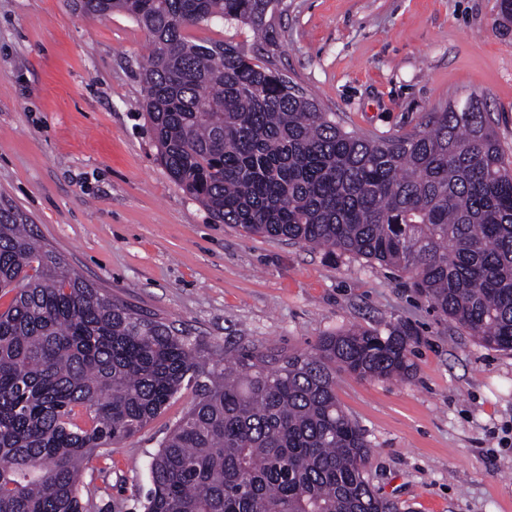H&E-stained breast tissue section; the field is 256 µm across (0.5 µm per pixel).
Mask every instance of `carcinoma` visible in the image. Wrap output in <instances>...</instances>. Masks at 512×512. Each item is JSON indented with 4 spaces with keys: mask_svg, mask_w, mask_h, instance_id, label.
<instances>
[{
    "mask_svg": "<svg viewBox=\"0 0 512 512\" xmlns=\"http://www.w3.org/2000/svg\"><path fill=\"white\" fill-rule=\"evenodd\" d=\"M276 0H74L150 37L143 107L169 177L214 221L408 276L482 345L512 350V162L473 102L414 132L346 130L245 46L191 40L222 21L274 39ZM0 512H88L89 463L181 389L199 399L149 464L143 512H397L336 375L406 380L415 331L355 328L313 353L244 349L207 364L164 319L74 273L0 201Z\"/></svg>",
    "mask_w": 512,
    "mask_h": 512,
    "instance_id": "1",
    "label": "carcinoma"
}]
</instances>
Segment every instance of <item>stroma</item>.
Masks as SVG:
<instances>
[{
  "label": "stroma",
  "instance_id": "35a3bbf8",
  "mask_svg": "<svg viewBox=\"0 0 512 512\" xmlns=\"http://www.w3.org/2000/svg\"><path fill=\"white\" fill-rule=\"evenodd\" d=\"M261 60L350 131L413 132L451 103L489 112L512 159V28L498 0H281ZM149 38L72 0H0V195L85 279L164 318L206 358L313 352L354 326L416 333L406 380L336 376L372 448L365 477L400 512H512V351L484 347L406 277L214 223L157 160L142 110ZM197 397L181 391L95 460L90 512H143L149 463Z\"/></svg>",
  "mask_w": 512,
  "mask_h": 512
}]
</instances>
